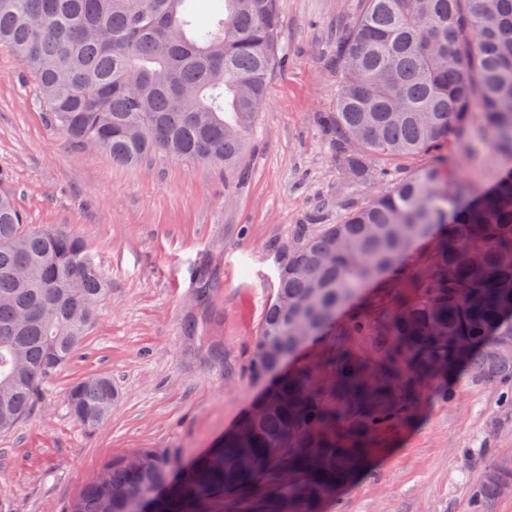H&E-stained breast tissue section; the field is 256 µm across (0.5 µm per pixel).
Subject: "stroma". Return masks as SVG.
<instances>
[{"label": "stroma", "mask_w": 512, "mask_h": 512, "mask_svg": "<svg viewBox=\"0 0 512 512\" xmlns=\"http://www.w3.org/2000/svg\"><path fill=\"white\" fill-rule=\"evenodd\" d=\"M361 0H281L280 51L240 174L164 153L135 167L74 146L52 125L20 62L0 49V174L29 224L84 239L110 284L73 362L47 381L31 414L0 434V502L13 512H59L102 464L156 448L189 464L233 430L273 384L250 367L257 329L292 228L335 223L372 188L351 181L319 122L334 111L336 46ZM447 153L476 192L512 172L478 124L450 134ZM392 275L366 284L286 368L303 370L336 345L366 360L375 337L349 336L351 313L375 316L411 296ZM195 316V340L182 324ZM224 346V361L205 348ZM111 376L121 398L93 428L68 414L66 387ZM427 385L417 417L384 437L324 512H471L467 489L487 465L512 464V418L491 388L458 385L445 402Z\"/></svg>", "instance_id": "1"}]
</instances>
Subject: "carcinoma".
<instances>
[{"mask_svg": "<svg viewBox=\"0 0 512 512\" xmlns=\"http://www.w3.org/2000/svg\"><path fill=\"white\" fill-rule=\"evenodd\" d=\"M0 0V49L35 82L50 123L78 147L120 166L156 153L237 169L281 64L279 0ZM337 48L336 111L326 117L336 161L356 182L391 186L316 231L288 235L259 325L253 368L278 369L368 282L399 275V257L445 225L417 298L377 320L350 316L347 333L377 336L365 361L349 347L323 369L281 376L239 423L240 433L189 466L143 448L105 463L61 512H320L364 464L376 439L414 416L432 380L512 384V173L473 190L441 153L471 121L512 158V0H363ZM425 155L400 178L385 161ZM110 291L85 241L34 229L0 181V432L33 410L63 370ZM119 393L93 373L64 394L87 427ZM512 486L493 467L467 489L474 512Z\"/></svg>", "mask_w": 512, "mask_h": 512, "instance_id": "obj_1", "label": "carcinoma"}]
</instances>
